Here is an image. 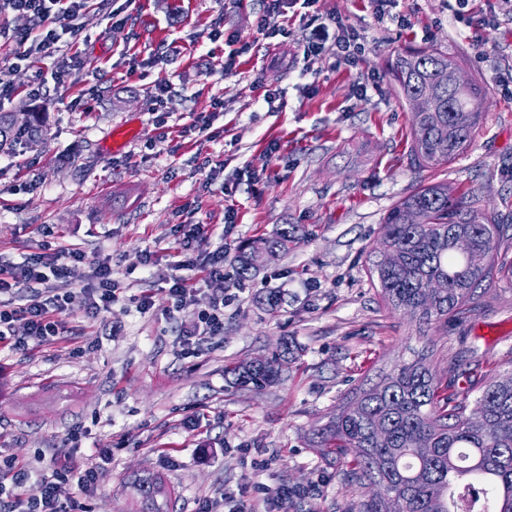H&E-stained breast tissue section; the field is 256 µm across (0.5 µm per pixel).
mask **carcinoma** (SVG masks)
<instances>
[{
	"mask_svg": "<svg viewBox=\"0 0 512 512\" xmlns=\"http://www.w3.org/2000/svg\"><path fill=\"white\" fill-rule=\"evenodd\" d=\"M459 63L437 49L397 55L393 88L411 112L410 153L420 168L445 166L472 141L487 91L471 77L452 85ZM22 130L0 113V147ZM501 214L448 183L423 186L384 215L382 259L369 277L384 306L428 327L463 313L475 289L512 278V265L495 262L500 242L512 235ZM298 227L283 224L272 235L242 245L235 256L245 279L268 252L288 251ZM434 352H413L380 383L359 392L313 429L315 447L346 459L361 486L378 490L355 512H478L468 492L494 500L491 512H512V370L480 380V395L450 389L437 378ZM233 384L262 389L281 376L280 356L238 364ZM141 512H170L173 492L158 476L139 480Z\"/></svg>",
	"mask_w": 512,
	"mask_h": 512,
	"instance_id": "1",
	"label": "carcinoma"
}]
</instances>
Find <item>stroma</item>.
Here are the masks:
<instances>
[{"mask_svg":"<svg viewBox=\"0 0 512 512\" xmlns=\"http://www.w3.org/2000/svg\"><path fill=\"white\" fill-rule=\"evenodd\" d=\"M318 8L359 37L356 64L325 55L305 65L297 52L312 27L298 6L278 19L287 44L267 45L256 27L262 0H111L83 13L56 58L14 67L0 45V72L15 89L0 110L39 128L0 151V255L79 250L110 264L118 296L95 320L74 306L78 335L0 351V464L18 459L42 472L111 449L89 512H137L128 483L142 472L174 488V512L228 494L265 512L284 485L297 491L288 512H352L365 488L311 443L325 415L426 346L440 378L460 388L469 368L512 369V281L423 332L383 306L368 273L385 213L417 187L448 182L512 219V87L494 82L512 75V0H470L462 17L454 0ZM229 35L250 48L228 72ZM431 48L483 83L487 101L470 146L427 169L410 157V113L390 63ZM277 52L285 61L270 67ZM60 58L77 63L62 85L53 78ZM161 80L172 91L157 108ZM270 89L279 92L271 104ZM127 122L134 138L107 149L112 128ZM192 224L209 225L205 250H224V331L189 354L182 334L214 285L202 284L189 313L165 288ZM281 224L298 225L302 238L240 279L239 246ZM270 290L282 297L273 312L263 303ZM145 293L155 305L142 314L133 300ZM284 342L277 384L243 390L225 378V366L272 356Z\"/></svg>","mask_w":512,"mask_h":512,"instance_id":"stroma-1","label":"stroma"}]
</instances>
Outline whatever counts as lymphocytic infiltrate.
Here are the masks:
<instances>
[{
	"label": "lymphocytic infiltrate",
	"mask_w": 512,
	"mask_h": 512,
	"mask_svg": "<svg viewBox=\"0 0 512 512\" xmlns=\"http://www.w3.org/2000/svg\"><path fill=\"white\" fill-rule=\"evenodd\" d=\"M88 0H0V11H10L29 20L27 29L6 33L15 46L17 60L48 58L59 49L65 33H76ZM335 46L337 57L352 60L356 36L344 23L336 27L316 24L301 49L304 60L314 61L328 46ZM204 225L197 224L179 242L180 251L191 252V259L179 262L171 275L168 290L177 308L192 306L196 288L189 278L195 270L202 281L224 277V252L202 250L207 240ZM85 257L79 252L45 253L13 262L0 257V346L13 352H26L57 341L69 333L67 316L75 300H82L85 316L96 319L116 299L112 268L108 263L92 265L83 272ZM80 279L84 288L74 292L51 287L54 279ZM112 452L97 448L80 463L52 466L39 475L19 462H9L0 470V512H77L80 498L93 496L99 489V476Z\"/></svg>",
	"instance_id": "f902f5d3"
}]
</instances>
